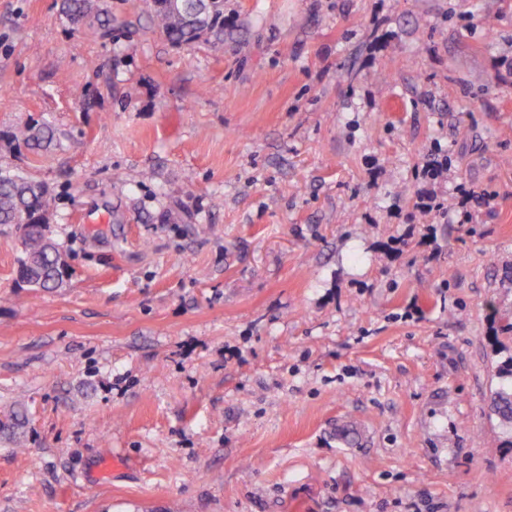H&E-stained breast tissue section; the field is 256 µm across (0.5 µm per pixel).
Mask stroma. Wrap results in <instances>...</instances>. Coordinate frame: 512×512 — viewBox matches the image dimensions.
I'll list each match as a JSON object with an SVG mask.
<instances>
[{"mask_svg":"<svg viewBox=\"0 0 512 512\" xmlns=\"http://www.w3.org/2000/svg\"><path fill=\"white\" fill-rule=\"evenodd\" d=\"M93 3L0 0V169L70 274L0 231V512H512V0H224L190 47ZM48 194L41 182L0 171V225L22 224L27 231L31 222L28 215L34 220L32 230L24 240L18 266L19 279L31 288L43 291L64 288L68 278L62 252L43 232L50 206ZM23 214L28 215L19 220ZM31 256L36 259L34 266L28 264ZM499 378L509 380L493 393L491 410L502 425L512 429V357L504 361L497 370Z\"/></svg>","mask_w":512,"mask_h":512,"instance_id":"1","label":"stroma"}]
</instances>
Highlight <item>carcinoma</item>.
<instances>
[{
    "mask_svg": "<svg viewBox=\"0 0 512 512\" xmlns=\"http://www.w3.org/2000/svg\"><path fill=\"white\" fill-rule=\"evenodd\" d=\"M184 8L152 11V23L163 36L177 46H191L209 36L224 37V0H182ZM60 11L71 20H80L92 11V0H60ZM21 135L35 145L50 144L56 138L53 129L28 126ZM49 209L48 189L33 179L0 171V225L16 224L27 214L34 220L24 240L19 260V279L36 290L51 291L66 285L67 267L62 252L43 232ZM506 380L493 393L491 410L505 427L512 429V357L497 370Z\"/></svg>",
    "mask_w": 512,
    "mask_h": 512,
    "instance_id": "obj_1",
    "label": "carcinoma"
}]
</instances>
